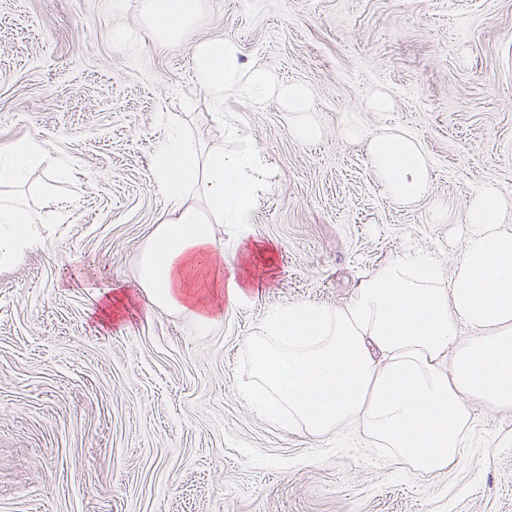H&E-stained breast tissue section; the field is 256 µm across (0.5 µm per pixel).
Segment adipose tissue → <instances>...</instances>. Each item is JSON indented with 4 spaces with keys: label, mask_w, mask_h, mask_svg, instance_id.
Returning <instances> with one entry per match:
<instances>
[{
    "label": "adipose tissue",
    "mask_w": 512,
    "mask_h": 512,
    "mask_svg": "<svg viewBox=\"0 0 512 512\" xmlns=\"http://www.w3.org/2000/svg\"><path fill=\"white\" fill-rule=\"evenodd\" d=\"M204 0H142L143 15L168 40L183 36ZM198 79L216 101L233 95L254 104L277 95L292 112L300 142L318 129L307 113L310 96L299 84L276 85L261 66L243 67L234 40L194 49ZM376 177L397 202L429 199V163L404 133L367 144ZM155 181L171 203L142 255L139 281L161 307L194 305L211 322L209 298L244 295L246 281L224 271L217 224L246 225L269 187L265 155L239 129L229 148L201 153L183 134L164 139L153 157ZM206 211L186 205L187 194ZM495 185L470 199L469 231L451 273L406 250L377 270L347 306L309 302L269 315L265 339L250 340L256 375L272 389L289 420L310 435L358 424L416 474L440 472L465 456L471 405L512 407V225ZM42 240L28 211L0 204V264L11 263ZM469 338H462V331Z\"/></svg>",
    "instance_id": "ef3b65f1"
}]
</instances>
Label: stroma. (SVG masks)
Listing matches in <instances>:
<instances>
[{
  "label": "stroma",
  "instance_id": "1",
  "mask_svg": "<svg viewBox=\"0 0 512 512\" xmlns=\"http://www.w3.org/2000/svg\"><path fill=\"white\" fill-rule=\"evenodd\" d=\"M141 3L0 0V146L44 147L0 189L44 221L41 245L0 265V512H512V410L473 404L466 458L418 475L359 428L285 426L287 409L250 398L248 347L271 310L346 306L404 250L452 270L485 185L512 204V0H206L174 41ZM224 38L243 66L309 88L316 139L292 137L277 98L214 104L192 56ZM378 93L390 111L371 110ZM226 117L272 188L252 224L214 227L225 269L255 279L212 299L204 327L153 306L139 267L169 208L158 142L181 130L211 151ZM388 132L420 144L431 202L388 198L367 152Z\"/></svg>",
  "mask_w": 512,
  "mask_h": 512
}]
</instances>
